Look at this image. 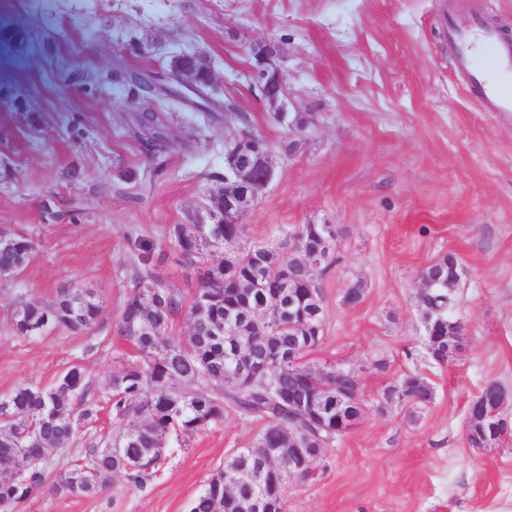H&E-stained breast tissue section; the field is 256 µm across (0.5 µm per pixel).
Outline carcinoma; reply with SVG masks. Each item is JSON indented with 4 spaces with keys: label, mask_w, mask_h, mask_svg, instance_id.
Instances as JSON below:
<instances>
[{
    "label": "carcinoma",
    "mask_w": 512,
    "mask_h": 512,
    "mask_svg": "<svg viewBox=\"0 0 512 512\" xmlns=\"http://www.w3.org/2000/svg\"><path fill=\"white\" fill-rule=\"evenodd\" d=\"M137 105V132L144 135L152 160V172L163 168L161 141L163 120L151 106L157 95L156 80L150 74L128 71L124 78ZM320 224H304L294 234L292 249L279 242L240 246L232 253L234 268L224 272V261L210 259L212 253L237 243L243 236L241 224H175L169 237L178 262L194 273L199 288L190 303L150 269L136 275V284L121 312L118 331L138 354V360L124 365L112 376V430L97 446L85 451L59 483H49L48 460L64 453L79 430L98 421L99 398L85 369L69 367L50 387L24 384L0 397V503L14 508L51 488L72 496L91 497L105 491L112 477L125 474L142 484L160 466L174 437H186L217 425L232 410L247 419L262 420L266 428L252 444L258 448H278L288 428L307 429L322 436L327 430L310 423L305 416L288 410L283 395L290 392L309 401L316 396L315 380L330 377L332 366L304 365L301 358L319 345L318 340L297 346L308 335L309 325L324 320L322 289L314 280L310 255L323 248L316 231ZM34 250L31 239L12 238V245H0V269L18 273ZM262 269L271 282L297 273L294 294L281 302L293 304L276 312V288H260L253 279L254 267ZM433 280L424 299V317L442 322L452 330L449 316L453 286L459 278V264L452 253L441 256L423 269ZM149 283L143 287V283ZM233 310L234 328L239 336L255 335V320L267 313V335L246 352L268 364L267 381L234 377L239 356L238 336L224 332V311ZM103 306L92 292L59 290L51 302L26 300L12 317L15 336L27 340L48 329L64 325L74 331L97 325ZM190 322L191 331L183 340L169 336L179 316ZM512 434L505 419L499 420L498 437L485 438L475 428L468 436L473 448H494ZM120 442L121 458L112 456L111 446ZM265 461L259 454H235L224 468L209 479L194 499L190 512H245V501L256 493L242 483L225 494L224 475L246 473Z\"/></svg>",
    "instance_id": "carcinoma-1"
}]
</instances>
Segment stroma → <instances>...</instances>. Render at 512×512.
<instances>
[{"label":"stroma","instance_id":"35a3bbf8","mask_svg":"<svg viewBox=\"0 0 512 512\" xmlns=\"http://www.w3.org/2000/svg\"><path fill=\"white\" fill-rule=\"evenodd\" d=\"M450 11V0H0V28L26 34L0 46V234L35 245L0 278V397L51 386L79 363L108 398L113 374L136 358L117 331L134 286L131 240L153 243L150 269L191 298L197 281L167 228L193 223L223 185L225 140L255 133L275 177L243 215L242 241L335 226V262L313 271L325 338L305 361L353 371L365 409L310 480L289 478L284 512H512V436L489 451L466 438L468 405L490 381L512 423V116L473 98L441 26ZM264 40L279 46L299 126L278 122L251 83L249 48ZM191 50L206 52L214 84L193 103L153 100L173 145L153 176L115 77L167 70ZM450 252L461 272L451 315L466 336L440 364L421 271ZM357 284L361 302L344 304ZM62 288L93 290L102 324L17 338V303ZM407 374L430 385L429 403L394 394ZM263 427L226 411L145 485L117 474L101 494L49 490L17 512H188Z\"/></svg>","mask_w":512,"mask_h":512}]
</instances>
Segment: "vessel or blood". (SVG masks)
<instances>
[{
  "label": "vessel or blood",
  "instance_id": "1",
  "mask_svg": "<svg viewBox=\"0 0 512 512\" xmlns=\"http://www.w3.org/2000/svg\"><path fill=\"white\" fill-rule=\"evenodd\" d=\"M445 30L456 66L488 111L512 115V42L468 17H448Z\"/></svg>",
  "mask_w": 512,
  "mask_h": 512
}]
</instances>
